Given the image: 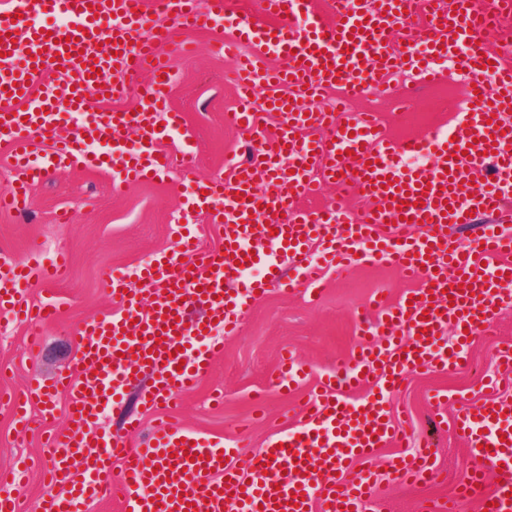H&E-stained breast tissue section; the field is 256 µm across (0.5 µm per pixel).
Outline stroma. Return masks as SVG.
Segmentation results:
<instances>
[{
	"label": "stroma",
	"instance_id": "obj_1",
	"mask_svg": "<svg viewBox=\"0 0 512 512\" xmlns=\"http://www.w3.org/2000/svg\"><path fill=\"white\" fill-rule=\"evenodd\" d=\"M224 28L209 26L186 34L195 45L192 54L177 56L173 45L163 54L174 59V77L166 90L169 109L183 113L199 156L198 173L220 175L226 159L241 156L246 135L224 123L235 105V93L225 80L228 62L221 50ZM380 107L388 133L401 140L424 132L419 110L427 103L415 91L407 111L372 99L355 102V109ZM187 181L178 153L161 178L149 184L117 189L108 172L68 168L49 172L31 192V206L20 215L0 214V254L13 262L36 260L50 264L58 254L70 257V267L55 291L61 315L44 327L0 319V397L23 394L36 381H47L73 369L75 332L84 322L117 309L106 274L124 268L137 278L140 267L153 256L174 250L173 224L182 220ZM406 283L384 265H361L328 272L323 292L310 300L303 291L290 294L277 288L251 301L235 336L225 338L224 355L214 361L198 387L186 394L180 407L145 409L142 400L155 376L119 388L102 414L97 428L123 434L126 424L140 420L142 436L128 442L140 446L143 436L181 422L189 431L223 439L235 448L234 463L247 472L252 457L289 432L299 416L292 397L275 386L273 378L284 353L326 371L359 341L358 316L369 297L398 299ZM512 348V309L504 311L489 335L472 337L466 352L468 367L438 373L409 375L393 392L388 408L409 417V450L430 440L438 468L428 481L407 485L392 474L401 450L380 449L375 465L372 512H417L427 499L447 497L457 473L469 465L468 450L450 431L440 429L427 411V398L436 390L448 393L451 407L478 403L487 391L473 378V367L498 376L500 389L512 392V368L500 362V351ZM67 397L57 394L53 411L36 406L26 419L0 408V493L19 495L21 512H39L46 492L41 470L50 459L48 441L66 434Z\"/></svg>",
	"mask_w": 512,
	"mask_h": 512
}]
</instances>
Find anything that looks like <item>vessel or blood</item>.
Wrapping results in <instances>:
<instances>
[{
  "label": "vessel or blood",
  "mask_w": 512,
  "mask_h": 512,
  "mask_svg": "<svg viewBox=\"0 0 512 512\" xmlns=\"http://www.w3.org/2000/svg\"><path fill=\"white\" fill-rule=\"evenodd\" d=\"M421 4L329 0L321 11L312 0H260L257 13L242 15L227 0H0V140L11 147L15 172L11 189L0 194L1 214L24 212L32 186L54 167L109 171L119 188L165 171V141L185 122L179 112L168 113L165 124L156 122L173 75L160 47L202 24H221L230 33L224 52L237 60L239 105L224 121L247 135L251 147L249 159L226 162L221 177L194 181L184 201L186 215L202 213L221 225L222 248L203 251L193 236H179L176 251L144 268V286L162 287L148 303L125 272L110 270L118 312L79 327L75 371L31 386V398L47 409L57 392H65L72 424L50 444V489L41 512H83L87 500L107 497L119 499L123 512H224L228 506L234 512H363L378 450L409 438L405 422L390 414L386 393L407 374L459 368L463 345L447 352L437 347L447 321L482 335L512 307V294L500 287L512 276V233L488 224L465 247L449 235L466 213L492 215L512 199V67L502 61L512 45L483 43L471 0H436L426 11ZM33 13L65 24L50 31L29 25L26 17ZM419 14L421 27L412 22ZM157 16L168 26L156 27ZM400 32L407 39L392 49ZM23 42L31 53L20 58ZM102 43L106 52L96 53ZM146 56L154 65L140 112H87L90 97L122 93L117 84H103V74L114 68L141 72ZM40 67L64 72L62 95L34 94ZM397 72L427 89L453 74L468 85L451 136L396 141L378 129L373 113H351L342 121L318 105L330 87L351 95L388 92ZM16 100L25 103L24 111L12 109ZM271 112L281 116L272 140L264 124ZM77 114L84 117L81 127L59 135L61 123ZM310 127L321 128V135L305 136ZM131 128L136 134L129 148L123 139ZM45 136L52 142L41 163L32 164L36 141ZM90 139L109 141L106 154H88ZM409 151L427 154L429 165L397 167L395 158ZM474 178L480 181L475 192L469 186ZM327 183L337 190L335 205L299 207L300 199ZM352 192L375 201L357 222L345 206ZM416 220L418 234L412 231ZM256 238L272 242L315 291L328 269L359 263L390 265L417 287L408 300L371 302V321L360 333L372 344L358 346L322 376L302 400L297 429L280 437L279 448L255 455L248 475L233 466V451L222 441L178 423L152 434L146 451L91 433L102 399L147 369L158 379L145 408L177 405L224 352L213 327L235 334L249 299L266 285L294 288V279L275 276L231 290L237 262L262 260L244 248ZM31 277L17 265L0 264V313L52 322L60 302L29 303ZM311 373L288 356L275 384L292 392ZM364 388L366 398L348 401L349 393ZM451 429L467 446L471 464L452 496L428 500L421 512H460L465 504L474 512H512V401L492 396L462 405ZM89 447L94 453L87 476L69 479L61 451L81 456ZM355 462L362 468L353 473ZM433 472L423 451L393 463L395 478L405 483L427 481ZM493 472L498 480L488 481ZM61 483L70 484L68 497L54 493Z\"/></svg>",
  "instance_id": "b4317fda"
}]
</instances>
